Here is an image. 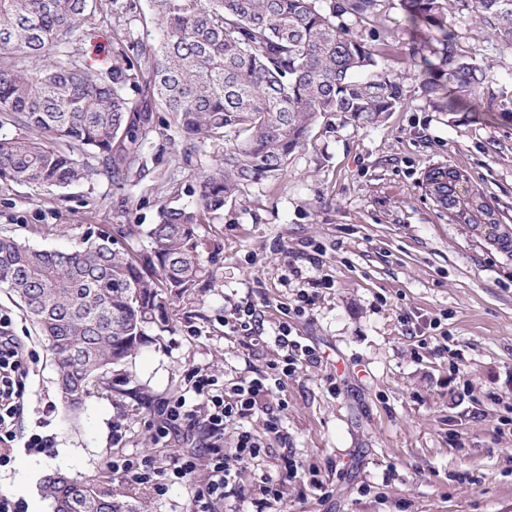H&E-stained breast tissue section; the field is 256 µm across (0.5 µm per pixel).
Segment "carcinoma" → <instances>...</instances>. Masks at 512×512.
I'll return each instance as SVG.
<instances>
[{
  "label": "carcinoma",
  "mask_w": 512,
  "mask_h": 512,
  "mask_svg": "<svg viewBox=\"0 0 512 512\" xmlns=\"http://www.w3.org/2000/svg\"><path fill=\"white\" fill-rule=\"evenodd\" d=\"M382 0H151L159 35L136 57L103 71L50 58L82 40L96 0H0V189H64L105 175L122 184L145 167L144 146L171 115L189 153L224 141V157L200 175L186 206L163 205L142 230L152 252L135 254L90 231L83 245L40 250L0 235V285L19 300L60 371L56 394L71 412L113 365L152 341L169 322L179 291L203 272L199 226L239 188L278 180L312 127L376 125L401 103L403 85L379 65L390 45L371 43L344 20L375 17ZM451 0H400L416 30L413 53L434 107L473 99L487 74L458 51L448 27ZM475 23L512 49V0H473ZM138 71L132 94L127 72ZM467 178L434 167L424 188L465 224H496ZM54 512H139L109 481L47 476Z\"/></svg>",
  "instance_id": "cac0c4a2"
}]
</instances>
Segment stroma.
Listing matches in <instances>:
<instances>
[{
	"mask_svg": "<svg viewBox=\"0 0 512 512\" xmlns=\"http://www.w3.org/2000/svg\"><path fill=\"white\" fill-rule=\"evenodd\" d=\"M97 0L89 33L70 45L76 62L105 69L155 33L149 0ZM460 52L473 53L491 81L465 111L425 100L410 55L415 31L399 5L356 23L365 39L388 43L382 67L400 77L403 101L376 125L314 127L307 146L274 182L249 185L201 225L207 260L176 298L158 341L112 367L77 415L55 393L58 367L7 289L0 312L13 319L27 372L23 410L0 495L12 512H52L40 491L56 471L80 479L109 472L115 459H147L155 482L113 476L119 499L143 512H190L197 478L171 483L174 458L198 445V431L160 437L162 407L189 395L201 375L230 384L266 370L273 343L230 335L225 316L251 302L264 327L278 326L308 281L317 289L292 337L320 361L288 378L282 437L264 414L246 427L267 455L246 465L243 490L213 512H246L257 475L282 477L286 461L318 471L331 489L320 499L306 478L290 479L269 512H512V256L470 227L449 221L426 194V170L451 166L512 225V50H499L475 24L470 0H451ZM145 149L146 167L119 187L106 178L62 190L16 185L0 191V233L38 249L67 251L87 229L155 223L160 205L189 200L200 173L224 155L220 140L184 153L168 113ZM439 328H429L432 319ZM49 438L38 448L34 437Z\"/></svg>",
	"mask_w": 512,
	"mask_h": 512,
	"instance_id": "35a3bbf8",
	"label": "stroma"
}]
</instances>
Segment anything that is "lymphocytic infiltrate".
I'll list each match as a JSON object with an SVG mask.
<instances>
[{
    "instance_id": "obj_1",
    "label": "lymphocytic infiltrate",
    "mask_w": 512,
    "mask_h": 512,
    "mask_svg": "<svg viewBox=\"0 0 512 512\" xmlns=\"http://www.w3.org/2000/svg\"><path fill=\"white\" fill-rule=\"evenodd\" d=\"M271 339L279 354L267 371L241 379L230 388L218 387L215 377L196 380L193 398H178L164 409L163 433L179 432L184 423L196 425L202 444L210 455L205 477L195 492L196 512H210L213 501L239 488L242 466L259 458L265 451L262 441L243 423L257 412L267 415L266 429L280 434L282 411L288 404L279 393L288 379L304 366L317 363L315 348L300 344L291 337L288 323H279ZM23 349L14 334L10 316L0 314V445L11 442L12 428L20 411L21 384L19 369ZM237 426L233 448H225L224 431Z\"/></svg>"
}]
</instances>
